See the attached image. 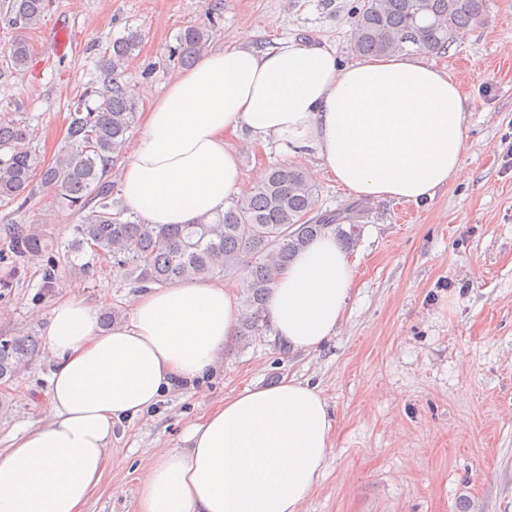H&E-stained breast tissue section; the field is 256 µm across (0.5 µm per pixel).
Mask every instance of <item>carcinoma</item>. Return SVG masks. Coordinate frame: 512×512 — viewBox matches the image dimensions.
Returning <instances> with one entry per match:
<instances>
[{"label":"carcinoma","instance_id":"cac0c4a2","mask_svg":"<svg viewBox=\"0 0 512 512\" xmlns=\"http://www.w3.org/2000/svg\"><path fill=\"white\" fill-rule=\"evenodd\" d=\"M47 2L8 0L11 26L21 32L40 24ZM486 8L487 0H361L350 46L364 57L438 55L462 39ZM143 37L142 31L129 29L100 57L103 85L93 91L97 104L83 100L70 112L64 145L53 161H41L28 126L0 120V199L21 211L50 191L61 206L83 214L62 250L34 224L1 225L11 264L0 273V289L13 287L20 270L31 264L38 265L41 287L48 289L59 267L81 269L79 260L88 249L94 258L112 260L140 288L239 273L244 291L238 342L243 344L267 331L266 295L293 257L327 233L354 243L370 208L321 210L315 184L291 164L270 166L227 208L191 224H146L119 208L112 169L122 158L139 108V96L123 73ZM211 37L210 25H189L177 35L173 54L181 65L191 66ZM9 52L14 65L26 64L29 48L23 38H15ZM39 348L38 339L28 334L0 336V379L14 376Z\"/></svg>","mask_w":512,"mask_h":512}]
</instances>
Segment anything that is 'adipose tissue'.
Instances as JSON below:
<instances>
[{
	"mask_svg": "<svg viewBox=\"0 0 512 512\" xmlns=\"http://www.w3.org/2000/svg\"><path fill=\"white\" fill-rule=\"evenodd\" d=\"M468 103L451 74L400 57L338 67L324 45L213 51L146 112L120 194L149 224H189L223 209L245 175L230 142L248 134L315 150L356 195L420 203L463 175ZM354 285L348 254L325 235L276 277L269 324L288 347L334 336ZM45 318L54 361L46 417L0 450V512H83L109 465L115 424L215 368L240 311L231 284L152 288L129 319L102 327V302L68 283ZM326 400L293 378L226 397L159 450L135 512H299L332 449Z\"/></svg>",
	"mask_w": 512,
	"mask_h": 512,
	"instance_id": "obj_1",
	"label": "adipose tissue"
}]
</instances>
